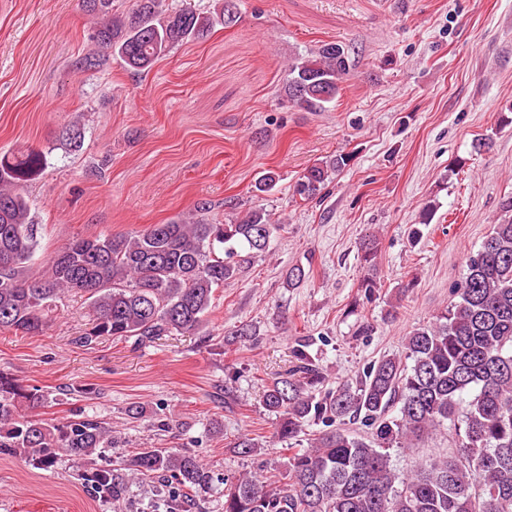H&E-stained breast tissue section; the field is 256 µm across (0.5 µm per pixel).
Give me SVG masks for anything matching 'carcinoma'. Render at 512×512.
I'll return each instance as SVG.
<instances>
[{
    "label": "carcinoma",
    "mask_w": 512,
    "mask_h": 512,
    "mask_svg": "<svg viewBox=\"0 0 512 512\" xmlns=\"http://www.w3.org/2000/svg\"><path fill=\"white\" fill-rule=\"evenodd\" d=\"M81 2L95 19L90 38L98 53L76 61L78 69L100 65L108 53L133 72H148L173 48L239 19L236 0H217L206 12L168 11L163 0H130L124 10L116 0ZM351 63L350 49L338 42L295 57L284 87L288 101L308 112L326 110ZM351 161L339 153L312 164L295 193L315 198ZM45 166V154L35 148L0 157V331L39 333L53 307L77 291L93 314L91 328L78 337L82 346L102 338L140 346L194 332L214 291L282 229L263 207L213 224L202 206L189 219L153 224L134 236L78 237L37 276V225L22 190ZM376 249L373 233L360 242L366 265L360 287L368 295L380 284ZM306 277L303 266H291L283 287L297 288ZM458 293L459 301L433 324L406 336L405 356H384L355 381L328 383L310 352L313 340H297L294 365L266 386L263 404L278 418L279 440L296 441L308 426L318 430L281 473L250 471L225 487L222 512H512V198L468 256ZM465 394L471 399L460 415ZM47 404L44 391L0 369V453L43 469L67 456L86 465L81 479L94 495L115 505L127 500L128 477L149 481L165 512H191L196 498L219 482L196 456L170 448H139L120 468L103 464L115 444L108 423L87 416L49 422L40 413ZM357 423L370 435L345 429ZM446 423L456 431L455 450L396 473L388 450L406 448Z\"/></svg>",
    "instance_id": "cac0c4a2"
}]
</instances>
